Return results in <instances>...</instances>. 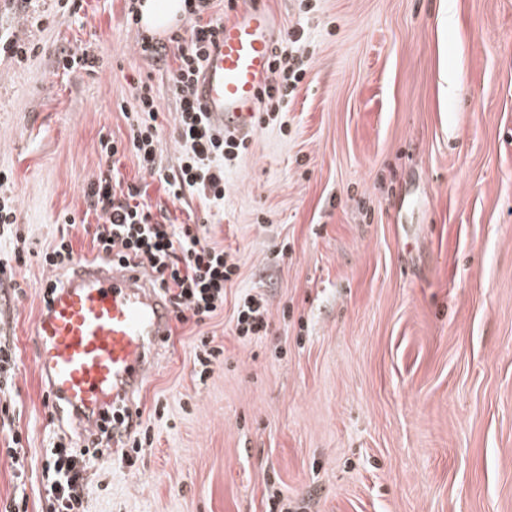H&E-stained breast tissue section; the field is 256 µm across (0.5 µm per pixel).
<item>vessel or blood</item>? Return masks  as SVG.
<instances>
[{
  "instance_id": "b4317fda",
  "label": "vessel or blood",
  "mask_w": 512,
  "mask_h": 512,
  "mask_svg": "<svg viewBox=\"0 0 512 512\" xmlns=\"http://www.w3.org/2000/svg\"><path fill=\"white\" fill-rule=\"evenodd\" d=\"M274 16L241 7L214 40L195 87L211 123L241 137L255 126L275 50ZM172 310L141 267L77 262L34 324L36 365L58 408L88 429L131 404L167 342Z\"/></svg>"
}]
</instances>
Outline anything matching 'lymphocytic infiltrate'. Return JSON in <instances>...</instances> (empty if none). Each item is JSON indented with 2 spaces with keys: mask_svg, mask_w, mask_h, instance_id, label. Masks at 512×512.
Here are the masks:
<instances>
[{
  "mask_svg": "<svg viewBox=\"0 0 512 512\" xmlns=\"http://www.w3.org/2000/svg\"><path fill=\"white\" fill-rule=\"evenodd\" d=\"M214 2L184 0L191 19L188 29L172 30L163 41L145 34L138 42L141 54L157 58L171 55L176 61L168 89L179 105L176 132L184 144L177 169L168 170L161 164L162 138L157 124L160 90L151 81L137 82L138 110L130 123L128 140L101 143L106 158L132 154L144 172L158 177L171 200L195 194L207 206L223 204L224 172L248 148L247 139L227 138L215 129L194 97L208 47L224 28L223 13L215 12ZM309 39L308 28L299 23L277 41L271 75L260 101L263 115L287 111L306 74L303 55ZM83 193L88 211L98 218L92 241L100 258L150 269L178 321L193 317L201 322L223 309L224 289L237 276L238 264L230 252L207 243L205 225L172 222L166 207L155 208L143 201L138 186L121 185L114 167L100 170ZM77 225L76 215L67 216L65 229L40 255L43 266L51 271L40 285L43 298H50L60 283V271L75 259L70 231ZM233 322V331L242 340L265 336L269 310L264 297L241 294ZM99 430L98 437L85 438L81 447L61 444L47 454L44 471L53 512H84L83 491L89 469L102 454L105 439L118 438L123 445L121 459L128 464L151 441L149 427L139 418L110 417Z\"/></svg>",
  "mask_w": 512,
  "mask_h": 512,
  "instance_id": "lymphocytic-infiltrate-1",
  "label": "lymphocytic infiltrate"
}]
</instances>
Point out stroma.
I'll use <instances>...</instances> for the list:
<instances>
[{
	"label": "stroma",
	"instance_id": "stroma-1",
	"mask_svg": "<svg viewBox=\"0 0 512 512\" xmlns=\"http://www.w3.org/2000/svg\"><path fill=\"white\" fill-rule=\"evenodd\" d=\"M312 2L305 78L249 133L223 205L170 203L134 156L118 165L173 222H206L239 270L219 314L174 324L133 399L152 443L131 466L95 459L84 512H266L274 492L291 512H512V0ZM125 13L0 0V33L39 45L0 56V195L32 251L66 215L97 224L83 189L102 141L130 134L136 80L159 85L161 163H179L175 62L141 55ZM84 47L94 70L58 69ZM16 275L27 287L0 299V337L22 365L0 403L24 448L0 444V503L48 512L46 452L82 434L49 412L34 361L48 271ZM249 289L270 327L245 343L230 321ZM201 332L224 350L202 379Z\"/></svg>",
	"mask_w": 512,
	"mask_h": 512
}]
</instances>
